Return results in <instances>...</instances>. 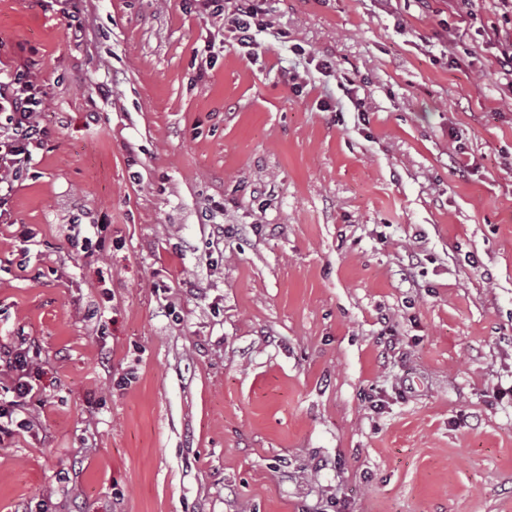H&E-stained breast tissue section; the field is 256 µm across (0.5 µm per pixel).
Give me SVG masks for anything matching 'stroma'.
<instances>
[{"mask_svg":"<svg viewBox=\"0 0 512 512\" xmlns=\"http://www.w3.org/2000/svg\"><path fill=\"white\" fill-rule=\"evenodd\" d=\"M74 3L0 0L47 130L0 206L38 385L0 512H512L497 0H268L255 61L190 0Z\"/></svg>","mask_w":512,"mask_h":512,"instance_id":"obj_1","label":"stroma"}]
</instances>
